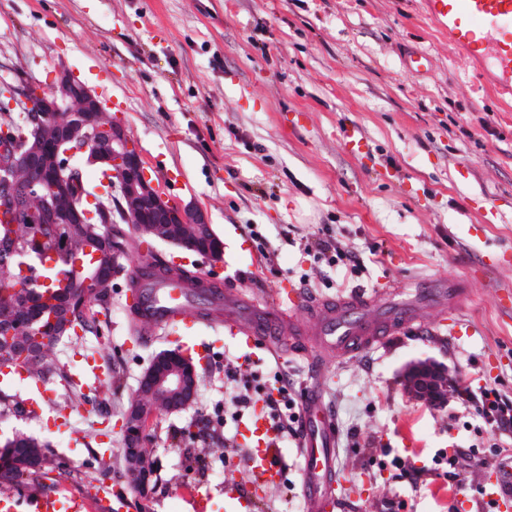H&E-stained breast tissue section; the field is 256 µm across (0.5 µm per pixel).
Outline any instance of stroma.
<instances>
[{
  "label": "stroma",
  "instance_id": "stroma-1",
  "mask_svg": "<svg viewBox=\"0 0 512 512\" xmlns=\"http://www.w3.org/2000/svg\"><path fill=\"white\" fill-rule=\"evenodd\" d=\"M417 51L430 58L420 74L405 66ZM64 70L110 97L148 176L206 213L223 260L185 255L204 281L262 301L290 285L317 297L363 290L373 315L406 308L415 319L317 376L314 348L269 356L223 326L135 336L121 297L139 264L129 251L106 328L77 350L52 346L62 364L92 357L96 373L73 392L50 380L34 415L0 411V443L32 434L57 459L38 492L82 497L85 512H138L123 412L153 357L178 346L203 382L186 410L153 415L150 512H235L226 488L249 476L228 366L243 380L285 375L299 401L321 385L338 431L334 512H444L451 501L486 512L483 481L497 449L512 448V428L490 429L460 393L486 385L512 401V107L494 110L475 69L425 20L423 0H0V80L48 91ZM354 127L357 145L345 136ZM324 240L358 255L365 273L330 263ZM428 279L456 290V309L433 305ZM425 358L456 374L447 407L404 392V368ZM280 447L283 478L259 490L256 512H304L299 442ZM459 452V481L437 475L436 459ZM194 484L204 496L186 493Z\"/></svg>",
  "mask_w": 512,
  "mask_h": 512
}]
</instances>
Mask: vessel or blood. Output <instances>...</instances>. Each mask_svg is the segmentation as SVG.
<instances>
[{"instance_id":"b4317fda","label":"vessel or blood","mask_w":512,"mask_h":512,"mask_svg":"<svg viewBox=\"0 0 512 512\" xmlns=\"http://www.w3.org/2000/svg\"><path fill=\"white\" fill-rule=\"evenodd\" d=\"M430 19L466 57L483 66L498 94L512 95V0H426ZM132 302L159 328L177 329L197 320L192 299L182 289L160 284L132 293ZM373 298L354 294L309 298L302 291L261 304L238 289H225L206 312L207 321L224 323L248 347L273 352L284 346H313L320 356L355 353L399 335L411 315L400 312L378 319L363 317ZM301 453L305 467L302 491L307 512H332L336 499V430L317 393L303 403ZM249 440V484L252 488L280 481L282 469L275 433L264 418L246 427ZM495 512H512V458L498 461L483 487ZM33 512H80L77 496H41L31 500Z\"/></svg>"}]
</instances>
